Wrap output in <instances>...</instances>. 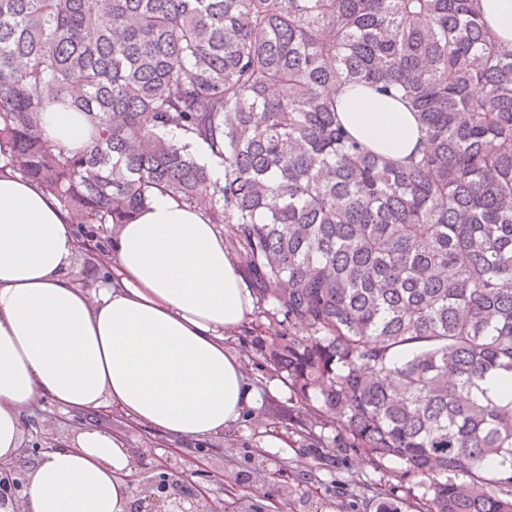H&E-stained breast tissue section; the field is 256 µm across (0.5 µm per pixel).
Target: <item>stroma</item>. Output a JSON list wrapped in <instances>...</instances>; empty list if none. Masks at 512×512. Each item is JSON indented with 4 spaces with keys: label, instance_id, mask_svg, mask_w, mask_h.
I'll list each match as a JSON object with an SVG mask.
<instances>
[{
    "label": "stroma",
    "instance_id": "stroma-1",
    "mask_svg": "<svg viewBox=\"0 0 512 512\" xmlns=\"http://www.w3.org/2000/svg\"><path fill=\"white\" fill-rule=\"evenodd\" d=\"M273 308V303H265L263 312L224 340L240 356L261 401L222 437L205 442L211 455L208 472L194 470L174 446L146 430L129 428L123 418L113 419V431L145 449L153 463L189 473L191 483L205 489L221 512H237L243 497L256 512H361L364 499L380 488L394 489L398 512H412L411 502L421 498L425 488L419 479L402 478V464L392 462L378 472L365 465L337 463L328 452L336 441L337 426L317 429L316 439H308L294 395L268 393L269 381L277 376L264 354L266 313ZM270 434L287 438L289 449L263 447ZM286 484L294 490L288 499L281 494Z\"/></svg>",
    "mask_w": 512,
    "mask_h": 512
}]
</instances>
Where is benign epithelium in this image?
<instances>
[{"instance_id": "7a95c632", "label": "benign epithelium", "mask_w": 512, "mask_h": 512, "mask_svg": "<svg viewBox=\"0 0 512 512\" xmlns=\"http://www.w3.org/2000/svg\"><path fill=\"white\" fill-rule=\"evenodd\" d=\"M53 415L45 413L43 418L27 417L23 423L26 436L20 446L21 455H39L65 443H70L71 432L83 424L85 417L72 413V418L60 417L61 423L52 421ZM151 476L144 487L134 491L137 512H203L200 494L181 493L177 488L189 482L187 475L174 472L165 465L150 467ZM28 472L19 465L0 463V506L11 504L12 512H24L28 498Z\"/></svg>"}]
</instances>
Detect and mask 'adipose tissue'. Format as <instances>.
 I'll return each instance as SVG.
<instances>
[{
	"label": "adipose tissue",
	"instance_id": "ef3b65f1",
	"mask_svg": "<svg viewBox=\"0 0 512 512\" xmlns=\"http://www.w3.org/2000/svg\"><path fill=\"white\" fill-rule=\"evenodd\" d=\"M340 122L370 149L404 159L423 148L416 118L397 99L363 87L336 94ZM44 136L70 153L92 128L56 103ZM194 205L155 195L117 225L94 288L68 274L79 220L24 178L0 151V459H13L32 408H102L189 448L223 434L260 395L224 336L251 317L254 298L224 237ZM134 458L104 426L29 469L25 512H128Z\"/></svg>",
	"mask_w": 512,
	"mask_h": 512
}]
</instances>
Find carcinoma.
Here are the masks:
<instances>
[{"label": "carcinoma", "mask_w": 512, "mask_h": 512, "mask_svg": "<svg viewBox=\"0 0 512 512\" xmlns=\"http://www.w3.org/2000/svg\"><path fill=\"white\" fill-rule=\"evenodd\" d=\"M479 2L0 0V146L97 230L79 252L157 192L208 199L288 325L267 358L308 435L402 463L415 512H512V43ZM344 84L403 87L424 149L353 140ZM56 101L94 129L75 153L43 136Z\"/></svg>", "instance_id": "carcinoma-1"}]
</instances>
